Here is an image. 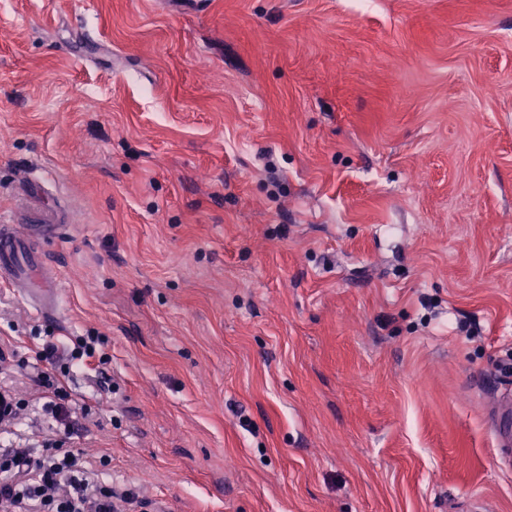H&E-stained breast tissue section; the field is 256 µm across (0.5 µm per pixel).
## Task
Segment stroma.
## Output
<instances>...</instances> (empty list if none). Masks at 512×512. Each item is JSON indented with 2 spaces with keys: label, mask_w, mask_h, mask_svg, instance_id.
<instances>
[{
  "label": "stroma",
  "mask_w": 512,
  "mask_h": 512,
  "mask_svg": "<svg viewBox=\"0 0 512 512\" xmlns=\"http://www.w3.org/2000/svg\"><path fill=\"white\" fill-rule=\"evenodd\" d=\"M0 381L117 512H512V0H0ZM11 217L0 215V279L35 298L37 314H57L60 285L47 273V263L28 251L25 233L12 225ZM36 382L42 388L45 396L43 409L51 415L57 427L63 428L65 432L71 429L69 420L70 405L69 395L65 393L63 386L55 375L49 372L48 367L41 369L36 374Z\"/></svg>",
  "instance_id": "1"
}]
</instances>
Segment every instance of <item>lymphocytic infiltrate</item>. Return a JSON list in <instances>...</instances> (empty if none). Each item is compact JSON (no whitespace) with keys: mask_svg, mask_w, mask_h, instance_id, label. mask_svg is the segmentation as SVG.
<instances>
[{"mask_svg":"<svg viewBox=\"0 0 512 512\" xmlns=\"http://www.w3.org/2000/svg\"><path fill=\"white\" fill-rule=\"evenodd\" d=\"M59 348L50 344L39 359L36 382L44 393V410L57 427L70 430L69 396L52 373ZM88 463L62 442H44L35 452L0 448V512H113L112 490L91 485Z\"/></svg>","mask_w":512,"mask_h":512,"instance_id":"1","label":"lymphocytic infiltrate"}]
</instances>
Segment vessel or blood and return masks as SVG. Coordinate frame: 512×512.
I'll list each match as a JSON object with an SVG mask.
<instances>
[{
    "instance_id": "1",
    "label": "vessel or blood",
    "mask_w": 512,
    "mask_h": 512,
    "mask_svg": "<svg viewBox=\"0 0 512 512\" xmlns=\"http://www.w3.org/2000/svg\"><path fill=\"white\" fill-rule=\"evenodd\" d=\"M0 279L33 296L37 314L58 313L59 283L48 274L45 259L29 252L25 233L3 215H0Z\"/></svg>"
}]
</instances>
